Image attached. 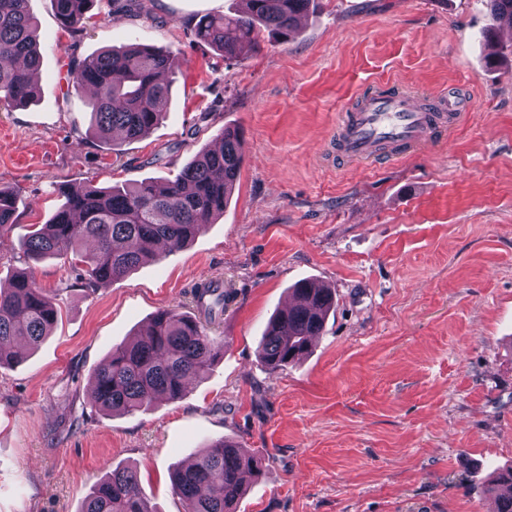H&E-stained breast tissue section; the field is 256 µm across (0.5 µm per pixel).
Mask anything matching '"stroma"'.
Listing matches in <instances>:
<instances>
[{
	"instance_id": "1",
	"label": "stroma",
	"mask_w": 512,
	"mask_h": 512,
	"mask_svg": "<svg viewBox=\"0 0 512 512\" xmlns=\"http://www.w3.org/2000/svg\"><path fill=\"white\" fill-rule=\"evenodd\" d=\"M236 6L149 0L135 16L93 0L70 33L51 0H29L39 95L0 108V188L17 194L0 283L31 271L58 320L0 365V512H79L124 466L154 512H184L171 471L222 437L263 461L236 512H494L489 476L512 467V67L488 68L478 33L508 45L512 26L481 0H318L288 42L261 38L228 64L193 25ZM130 42L177 56L162 120L112 150L68 71ZM371 90L454 96L465 112L399 158L333 156L341 113ZM225 127L241 134L239 177L187 247L93 291L67 259L25 256L62 186L173 178ZM303 279L336 304L311 353L270 372L261 337ZM209 281L230 295L223 355L179 400L102 415L91 379L113 346L191 310Z\"/></svg>"
}]
</instances>
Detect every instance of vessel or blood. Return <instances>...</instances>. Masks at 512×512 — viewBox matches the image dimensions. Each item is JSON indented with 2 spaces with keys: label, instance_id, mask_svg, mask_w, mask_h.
<instances>
[{
  "label": "vessel or blood",
  "instance_id": "obj_1",
  "mask_svg": "<svg viewBox=\"0 0 512 512\" xmlns=\"http://www.w3.org/2000/svg\"><path fill=\"white\" fill-rule=\"evenodd\" d=\"M460 110V105L449 99L431 109L402 93L370 92L342 113L339 150L350 160L365 161L414 149L434 135L440 113H447L453 121Z\"/></svg>",
  "mask_w": 512,
  "mask_h": 512
}]
</instances>
